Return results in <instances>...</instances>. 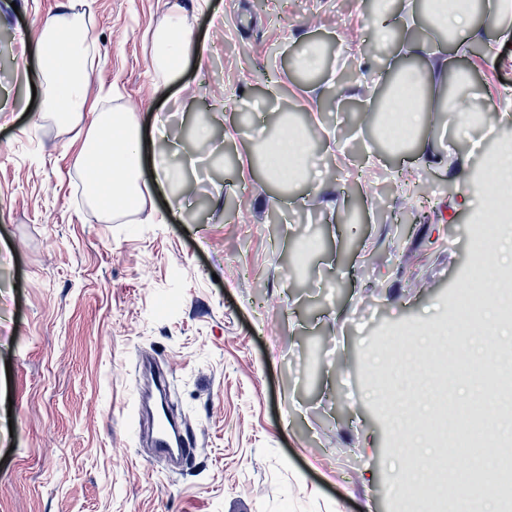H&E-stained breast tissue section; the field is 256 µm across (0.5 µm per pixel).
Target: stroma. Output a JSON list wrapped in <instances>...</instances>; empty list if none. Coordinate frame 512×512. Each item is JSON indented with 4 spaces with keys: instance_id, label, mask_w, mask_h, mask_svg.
Returning a JSON list of instances; mask_svg holds the SVG:
<instances>
[{
    "instance_id": "35a3bbf8",
    "label": "stroma",
    "mask_w": 512,
    "mask_h": 512,
    "mask_svg": "<svg viewBox=\"0 0 512 512\" xmlns=\"http://www.w3.org/2000/svg\"><path fill=\"white\" fill-rule=\"evenodd\" d=\"M67 0H0V512H399L408 452L385 413V379L405 333L447 321L468 283L471 211L449 180L471 134L434 103V133L397 156L345 111L355 86L381 98L398 40L371 37L370 0H77L100 52L87 113L193 130L223 101L211 157L183 174L180 208L154 191L142 216L104 222L81 194L83 139L41 120L39 61L25 43ZM180 15L211 53L155 91L151 34ZM328 52L303 91L306 43ZM466 73L490 134L512 112V47L432 39ZM319 144L305 181L282 188L225 164V126L272 133L288 109ZM489 144V151L497 146ZM335 168L327 179V168ZM327 179L318 206L306 192ZM424 194L431 221L399 235ZM356 211L357 225L345 216ZM169 378L170 414L197 446L174 468L136 432L142 361ZM422 426L464 402L447 375Z\"/></svg>"
}]
</instances>
